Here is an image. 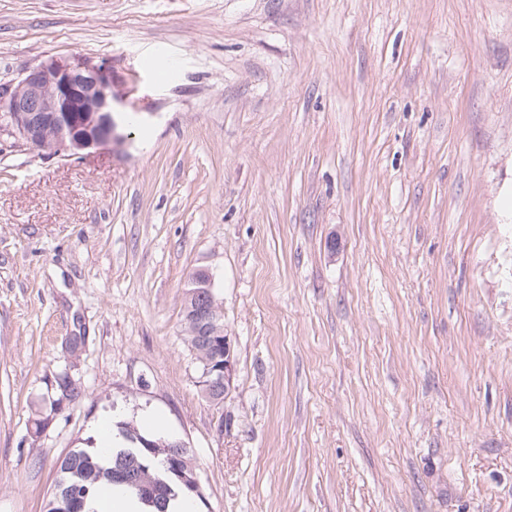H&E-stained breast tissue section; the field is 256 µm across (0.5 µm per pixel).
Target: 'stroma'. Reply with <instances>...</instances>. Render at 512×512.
<instances>
[{
    "label": "stroma",
    "instance_id": "stroma-1",
    "mask_svg": "<svg viewBox=\"0 0 512 512\" xmlns=\"http://www.w3.org/2000/svg\"><path fill=\"white\" fill-rule=\"evenodd\" d=\"M50 56L109 63L137 129L0 136V512L118 408L190 447L196 512H512V0H0V85ZM199 286L203 289L198 288L199 290L196 291V295L206 294L211 300L210 305L197 310L194 315V310L190 309L198 304L200 300L199 298L197 300L194 299L193 303V298L189 301L186 296L182 320L183 337L190 347V350H193V352L196 351L197 359L200 361L203 372L206 367V362L209 361L215 353L211 350H204L203 346L199 343L198 336L194 335L195 326L193 325V315L199 330L198 335H200L201 342L205 347L222 351L223 362L219 363L214 369L210 370V367H208L206 375L204 374V377L208 378V384L211 390L217 388L222 390L224 388V400L218 398L214 393H210V398L208 399L215 405H222L230 393L232 383L233 345L230 336L224 334L223 329L218 326V321L222 318L223 313L212 292V276L207 273V277L199 283ZM220 324L224 326V316L220 320ZM68 373L66 371L56 374L54 377V396L50 401L51 408L54 412H61L63 410V402L70 403L80 396V391L77 386L67 381Z\"/></svg>",
    "mask_w": 512,
    "mask_h": 512
}]
</instances>
